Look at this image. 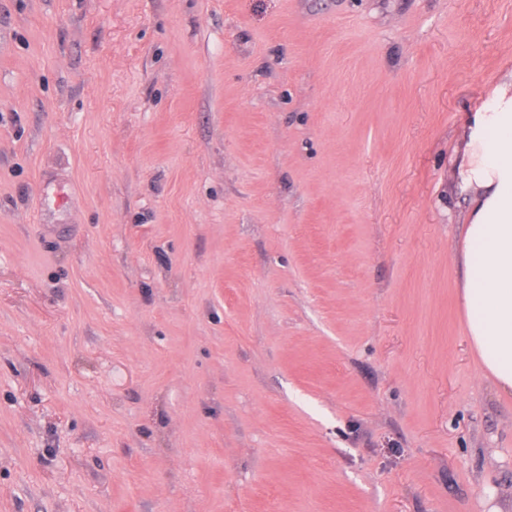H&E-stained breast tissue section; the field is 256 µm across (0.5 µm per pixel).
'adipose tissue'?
<instances>
[{"label": "adipose tissue", "mask_w": 512, "mask_h": 512, "mask_svg": "<svg viewBox=\"0 0 512 512\" xmlns=\"http://www.w3.org/2000/svg\"><path fill=\"white\" fill-rule=\"evenodd\" d=\"M458 189L469 202L454 261L482 376L512 399V71L469 119Z\"/></svg>", "instance_id": "1"}]
</instances>
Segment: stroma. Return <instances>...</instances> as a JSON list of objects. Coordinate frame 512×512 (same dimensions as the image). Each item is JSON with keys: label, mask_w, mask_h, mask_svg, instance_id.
Returning <instances> with one entry per match:
<instances>
[{"label": "stroma", "mask_w": 512, "mask_h": 512, "mask_svg": "<svg viewBox=\"0 0 512 512\" xmlns=\"http://www.w3.org/2000/svg\"><path fill=\"white\" fill-rule=\"evenodd\" d=\"M512 0H0V512H484L464 124Z\"/></svg>", "instance_id": "35a3bbf8"}]
</instances>
